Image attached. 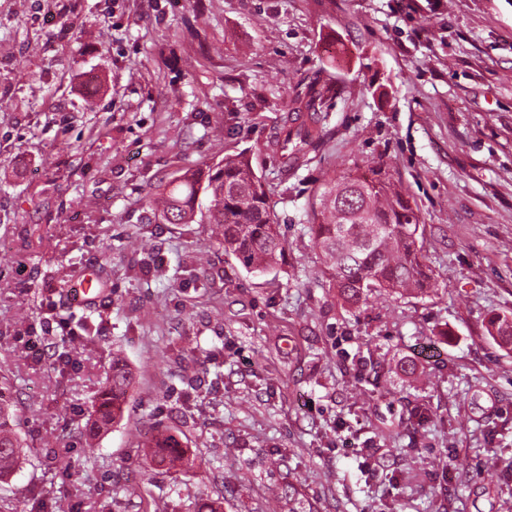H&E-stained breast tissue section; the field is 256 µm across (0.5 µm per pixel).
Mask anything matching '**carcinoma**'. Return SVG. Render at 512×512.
<instances>
[{"label": "carcinoma", "mask_w": 512, "mask_h": 512, "mask_svg": "<svg viewBox=\"0 0 512 512\" xmlns=\"http://www.w3.org/2000/svg\"><path fill=\"white\" fill-rule=\"evenodd\" d=\"M333 97L330 82L317 73L284 106V125L273 149L283 170H293L320 137L319 113ZM364 180L332 176L314 192L307 223L322 255L330 287L345 304L367 303L376 294H426L432 274L423 254L424 225L417 210L382 167ZM147 223L210 224L224 251L243 268L264 273L286 261L287 243L280 232L269 193L244 156L226 157L206 171L187 170L160 187L151 200ZM487 333L512 350V319L496 313ZM133 373L121 358H112L111 374L101 390L92 418L80 433L97 435L122 418V404ZM9 401L0 391V479L22 463L19 439L6 429ZM152 453L167 469L183 465L186 450L175 436L160 431Z\"/></svg>", "instance_id": "1"}]
</instances>
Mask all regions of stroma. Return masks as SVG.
I'll return each mask as SVG.
<instances>
[{
    "label": "stroma",
    "instance_id": "1",
    "mask_svg": "<svg viewBox=\"0 0 512 512\" xmlns=\"http://www.w3.org/2000/svg\"><path fill=\"white\" fill-rule=\"evenodd\" d=\"M318 70L337 95L286 172L269 144ZM242 152L288 243L265 274L210 225L144 221L160 185ZM372 165L417 207L436 289L351 308L306 209ZM86 270L90 309L62 288ZM494 313L512 316V0H0V374L26 450L0 512H288L292 492L311 512H497ZM116 355L134 386L90 448ZM161 429L179 472L142 447Z\"/></svg>",
    "mask_w": 512,
    "mask_h": 512
}]
</instances>
